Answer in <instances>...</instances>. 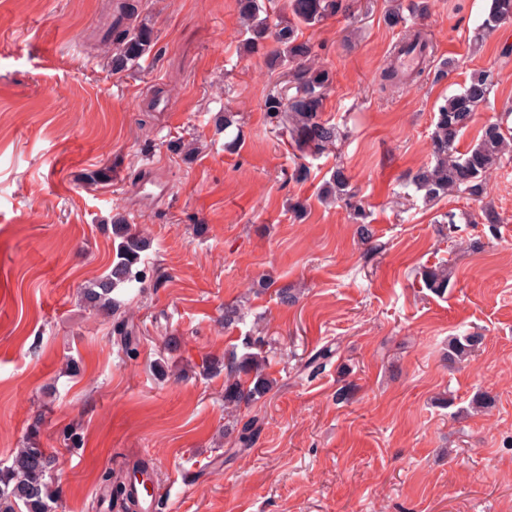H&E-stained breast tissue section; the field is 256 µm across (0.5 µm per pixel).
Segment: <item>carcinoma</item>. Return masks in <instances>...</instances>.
Wrapping results in <instances>:
<instances>
[{"mask_svg":"<svg viewBox=\"0 0 512 512\" xmlns=\"http://www.w3.org/2000/svg\"><path fill=\"white\" fill-rule=\"evenodd\" d=\"M344 0H289L291 17H284L271 24L268 18L260 17L263 7L260 0H238L239 14L248 21L245 47L254 52L273 39L277 48L270 52L268 62L272 66H290V83L295 93L283 97L269 95L265 108L271 115L285 114L289 123V135L301 151L321 152L336 144L340 132L335 124L322 119L326 92L332 83L325 69L306 66L315 55L313 45L302 39L300 28L315 26L343 9ZM118 16L112 18V68L121 71L139 64V60L150 55L154 47L152 29L146 23H136V8L130 0H120ZM409 15L422 16L429 10V0H410ZM407 15V16H409ZM407 16L398 9L386 14L385 21L392 27L407 24ZM512 19V0H491L487 17L477 28L474 41L500 23ZM493 86V75L489 71L472 74L462 90L448 96L445 104L434 113L433 130L430 136V164L420 168L411 178L416 191L422 193L424 201L436 203L450 194L466 195L479 199L486 193L487 174L512 161V134L505 133L498 122L485 125L476 142L465 152L456 151L455 143L465 134L474 121L477 109L488 103ZM329 196L362 216L357 194L349 176L342 168L336 169L323 190ZM112 230L119 239L112 267L108 274L96 280L92 287L83 291V296L97 311L114 318L113 345L126 354L136 352L138 337L133 328L117 317L121 304L112 297L119 286L132 281L142 282L148 277L143 252L146 242L137 234L126 219L120 215L112 217ZM425 286L437 296L447 291L448 265L426 268L422 272ZM484 336L469 334L456 338L448 344V362L459 364L480 348ZM263 339L256 337L246 344V352L233 350L224 355V410H238L243 405L258 401L272 387L263 369L266 363L262 355ZM332 350L323 348L302 365L303 370L315 374L330 358ZM40 421L37 417L23 439L22 447L16 449L11 463L0 467V512H52L60 497V489L52 479L55 457L40 447ZM237 433L236 443L240 448H249L255 442L260 425L256 418L247 421L240 429L224 426V436ZM146 471L143 462L132 470H108L101 477L104 490L109 492L112 503L121 505L123 512H138L134 492L136 483L131 475Z\"/></svg>","mask_w":512,"mask_h":512,"instance_id":"carcinoma-1","label":"carcinoma"}]
</instances>
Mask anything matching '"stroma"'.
Here are the masks:
<instances>
[{
    "label": "stroma",
    "mask_w": 512,
    "mask_h": 512,
    "mask_svg": "<svg viewBox=\"0 0 512 512\" xmlns=\"http://www.w3.org/2000/svg\"><path fill=\"white\" fill-rule=\"evenodd\" d=\"M116 2L0 0V466L38 415L41 447L58 454L56 512H111L101 474L141 460L156 512L173 500L179 512H512V173L493 171L483 200L435 205L408 181L430 161L437 107L473 72L494 86L460 149L487 123L512 126L500 54L512 20L477 42L488 0H431L416 22L431 67L401 89L381 86L403 35L385 22L389 0L303 28L332 76L323 117L343 134L305 156L264 107L287 94L288 71L244 53L238 0H139L156 45L120 73L102 43ZM182 140L197 154L175 152ZM150 162L168 195L144 204L133 189ZM339 165L382 251L322 200ZM487 207L503 219L493 231ZM448 211L452 238L438 222ZM116 214L149 243L145 283L113 293L133 356L82 299L112 262ZM445 262L439 297L420 271ZM281 286L296 304H281ZM231 303L242 317L228 327ZM473 332L474 360L449 366V339ZM255 336L275 385L242 406L239 422L262 426L240 451L224 435V376L202 365ZM325 346V368L301 374ZM481 391L493 412L470 411ZM68 426L80 447H64Z\"/></svg>",
    "instance_id": "stroma-1"
}]
</instances>
